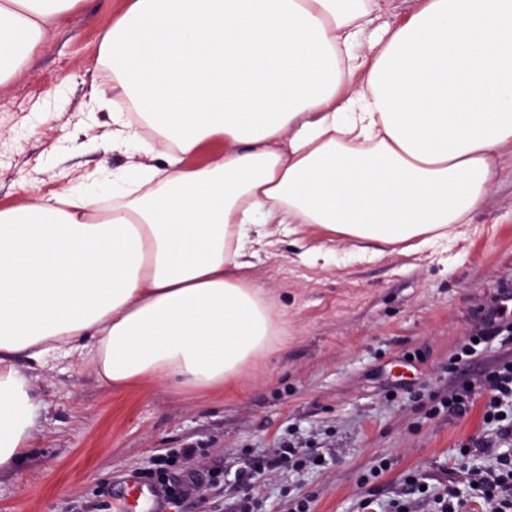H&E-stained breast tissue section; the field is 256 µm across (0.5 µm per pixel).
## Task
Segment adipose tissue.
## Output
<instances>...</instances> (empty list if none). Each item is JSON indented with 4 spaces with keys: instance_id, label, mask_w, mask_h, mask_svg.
I'll use <instances>...</instances> for the list:
<instances>
[{
    "instance_id": "adipose-tissue-1",
    "label": "adipose tissue",
    "mask_w": 512,
    "mask_h": 512,
    "mask_svg": "<svg viewBox=\"0 0 512 512\" xmlns=\"http://www.w3.org/2000/svg\"><path fill=\"white\" fill-rule=\"evenodd\" d=\"M78 0H0V81ZM385 0H131L101 38L160 150L0 211V470L36 426L24 362L111 387L234 384L288 314L247 255L313 227L358 260L417 254L483 209L512 143V0H421L362 52ZM220 138L223 153L187 159Z\"/></svg>"
}]
</instances>
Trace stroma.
Masks as SVG:
<instances>
[{
	"label": "stroma",
	"mask_w": 512,
	"mask_h": 512,
	"mask_svg": "<svg viewBox=\"0 0 512 512\" xmlns=\"http://www.w3.org/2000/svg\"><path fill=\"white\" fill-rule=\"evenodd\" d=\"M126 6L80 0L0 84V210L71 187L103 199L129 164L112 146V74L98 60ZM503 154L486 206L438 248L370 261L340 249L327 264L285 241L253 258L247 274L287 311L288 336L245 368L238 393L157 380L115 390L73 358L30 369L38 424L0 473V512H117L137 472L183 448L210 482L162 512H293L305 500L310 512H389L406 474L447 480L460 446L496 438L486 392L461 417L431 414V396L512 360L497 337L448 363L512 290V145ZM288 445L319 465L248 476Z\"/></svg>",
	"instance_id": "1"
}]
</instances>
